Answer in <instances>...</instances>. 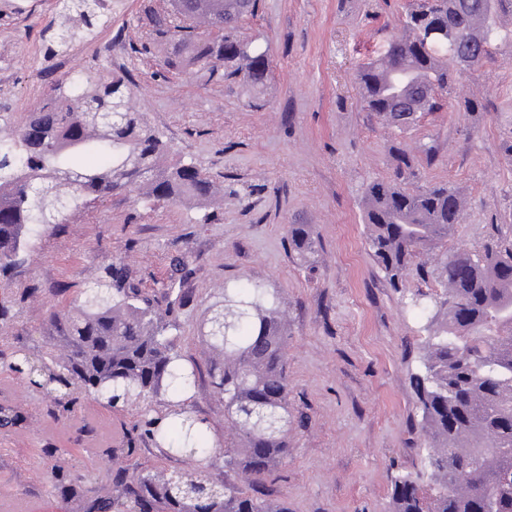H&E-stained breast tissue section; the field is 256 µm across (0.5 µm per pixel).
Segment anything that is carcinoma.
Masks as SVG:
<instances>
[{"label": "carcinoma", "instance_id": "cac0c4a2", "mask_svg": "<svg viewBox=\"0 0 512 512\" xmlns=\"http://www.w3.org/2000/svg\"><path fill=\"white\" fill-rule=\"evenodd\" d=\"M418 0L403 20V35L385 55L357 71L367 111L395 128L410 116L394 111L397 102L419 88L432 94L418 104L436 112L458 68L455 49L428 32L455 31L465 48L485 49L480 64L494 59L512 41L503 18L512 16V0ZM245 0H172L171 12L153 20L159 37L178 36L167 66L200 63L210 74L242 73L245 85L263 89L270 75L268 50L237 36L239 7ZM100 0H62L86 26L99 18ZM205 8L224 15V46L197 35V14ZM73 77L57 84L55 94L11 137L0 139V258L24 251L32 237L87 201L116 191H136L148 201L205 200L213 183L192 161L165 163L170 146L129 106L127 77L86 80L82 92L67 93ZM122 104V118L105 126L102 115ZM95 148L110 157L94 171H64L71 154ZM394 177L376 179L365 189L362 208L366 242L374 263L397 285L414 258L439 247L460 223L463 199L447 185L411 188L412 158L394 153ZM288 246L300 257L314 250L306 224H290ZM444 286L427 302L411 304L428 315L424 330L423 373L414 377L425 429L430 502L423 488L407 477L392 485L393 512H472L477 496L492 501L496 512H512V245L481 251L457 248L443 254L430 271ZM52 342L45 356L13 352L8 369L43 386L40 369L111 409L136 406L168 391L174 396L167 417L145 421L149 437L170 455L195 459L191 471L126 467L109 485L94 492L62 467L50 473L52 486L84 500L83 512H134L144 498L156 512H288L282 499L260 491L263 481L288 457V330L279 295L260 285L225 284L200 324L201 342L210 351L206 369L184 358L158 301L125 279L83 292L79 304L62 306L49 316ZM207 377L224 397V419L237 441L219 447L210 439L208 421L183 396ZM224 456V468L243 472L246 486L219 485L209 476L211 460Z\"/></svg>", "mask_w": 512, "mask_h": 512}]
</instances>
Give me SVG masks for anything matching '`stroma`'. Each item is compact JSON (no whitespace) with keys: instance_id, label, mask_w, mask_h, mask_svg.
<instances>
[{"instance_id":"1","label":"stroma","mask_w":512,"mask_h":512,"mask_svg":"<svg viewBox=\"0 0 512 512\" xmlns=\"http://www.w3.org/2000/svg\"><path fill=\"white\" fill-rule=\"evenodd\" d=\"M0 0V137L51 94L56 80L128 69L137 112L223 190L206 204L155 203L114 194L34 237L8 280L10 318L0 323V401L26 422L0 433V508L80 512L49 481L59 465L86 489L109 483L113 446L140 421L80 396L60 411L46 391L7 370L13 350L48 347L52 310L125 271L145 295H185L168 313L186 358L202 360L198 326L228 282L276 290L288 313L290 453L264 492L289 512H393L396 477L424 473L422 420L412 379L421 368L424 322L411 294H440L419 266L392 287L366 244L362 196L392 176L393 148L414 159L415 185L446 184L467 199L446 246L481 248L512 239V46L494 61L460 70L456 93L437 112L397 130L365 112L355 74L403 33L410 0H258L238 36L268 46L271 77L250 95L241 77L216 79L189 66L169 70L168 41L150 14L171 0H108L107 23L64 18L58 0ZM76 37L60 50L56 32ZM430 153H423V146ZM308 225L315 248L289 251V225ZM189 403L223 440L224 400L206 380Z\"/></svg>"}]
</instances>
